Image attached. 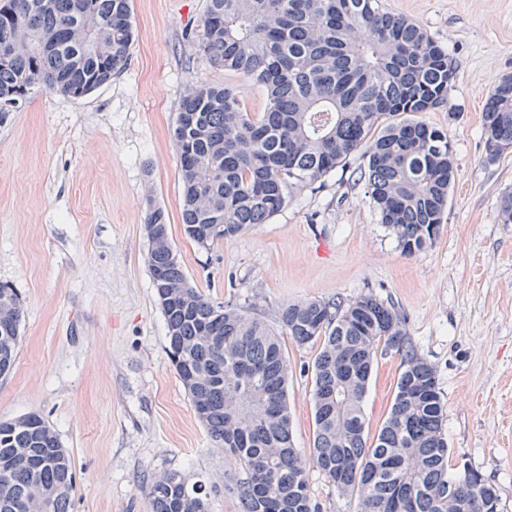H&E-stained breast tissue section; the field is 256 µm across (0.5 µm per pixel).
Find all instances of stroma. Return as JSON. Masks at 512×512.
I'll list each match as a JSON object with an SVG mask.
<instances>
[{"label": "stroma", "mask_w": 512, "mask_h": 512, "mask_svg": "<svg viewBox=\"0 0 512 512\" xmlns=\"http://www.w3.org/2000/svg\"><path fill=\"white\" fill-rule=\"evenodd\" d=\"M137 37L110 84L82 98L35 89L0 123V284L22 304L21 341L0 376V419L41 414L75 463L69 512H152L154 477L202 484L208 512H242L225 464L167 355L165 320L147 266L149 205L166 210L190 282L249 306L277 327L280 308L364 296L393 304L447 406L457 468L478 471L512 512V148L486 162L482 112L512 74V0H381L444 48L455 77L447 102L422 113L444 129L456 172L444 224L415 256L379 224L361 155L299 188L265 223L205 249L186 239L174 148L187 90L231 83L251 111L265 94L199 52L206 0H132ZM319 346L286 340L296 447L314 438L312 366ZM400 358L378 357L364 398L365 436L390 413ZM320 512H358L318 469Z\"/></svg>", "instance_id": "1"}]
</instances>
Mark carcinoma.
<instances>
[{
  "label": "carcinoma",
  "mask_w": 512,
  "mask_h": 512,
  "mask_svg": "<svg viewBox=\"0 0 512 512\" xmlns=\"http://www.w3.org/2000/svg\"><path fill=\"white\" fill-rule=\"evenodd\" d=\"M20 21L0 16V101L35 84L85 97L112 81L134 43L132 0H17ZM200 50L216 66L265 93L250 112L230 85L200 84L181 102L174 131L185 236L204 248L278 212L363 151L361 176L401 251L425 250L444 224L455 180L444 130L420 119L447 102L454 67L420 25L381 0H207ZM110 48L109 59L98 52ZM487 159L512 147V75L488 94ZM145 232L148 270L167 328V354L198 420L237 474L232 491L244 512H319L309 490L314 466L360 512H448L465 496L471 470L449 473L446 407L433 368L418 354L402 318L366 296L344 303L308 300L279 312L299 345H319L313 366L314 441L294 445L288 359L282 336L249 308L217 302L186 276L153 206ZM22 309L0 285V374L12 368ZM401 357L390 413L373 443L362 403L377 354ZM26 453L29 466L0 477V512L21 500L69 512L75 470L37 413L0 420V460ZM153 512H207L202 486L177 472L154 478Z\"/></svg>",
  "instance_id": "1"
}]
</instances>
